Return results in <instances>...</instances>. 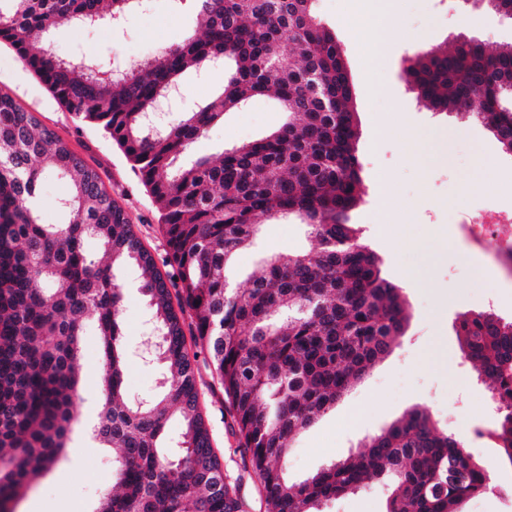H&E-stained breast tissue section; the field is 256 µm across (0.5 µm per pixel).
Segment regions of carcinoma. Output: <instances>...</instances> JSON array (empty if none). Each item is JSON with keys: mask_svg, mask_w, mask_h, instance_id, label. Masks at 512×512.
Returning <instances> with one entry per match:
<instances>
[{"mask_svg": "<svg viewBox=\"0 0 512 512\" xmlns=\"http://www.w3.org/2000/svg\"><path fill=\"white\" fill-rule=\"evenodd\" d=\"M201 32L137 63L116 79L94 57L57 58L48 38L63 23L94 28L122 18L138 0H0L6 42L76 118L99 127L132 163L158 209L168 246L162 274L124 209L62 140L0 93V512L61 458L80 397V340L94 316L102 354V397L92 437L112 449V487L94 512H240L224 486L186 348L208 355L213 379L260 480L267 512L321 506L373 477L392 481L387 512H460L490 487L478 454L431 415L414 409L366 438L363 451L296 482L287 474L295 437L332 408L405 335L402 288L362 242L351 214L363 200L355 89L336 36L315 0H195ZM224 62V88L153 131L145 115L188 70ZM407 78L435 111L471 112L512 153V44L496 50L465 40L452 50L418 49ZM271 94L286 121L274 132L200 157H182L234 108ZM50 169L68 180L42 221L40 182ZM298 218L314 246L263 260L250 286L226 266L250 246L259 224ZM94 238L107 265L94 261ZM135 263L165 363L162 400L129 402L114 267ZM463 358L497 404L493 435L512 465V321L491 311L461 316ZM182 422L177 454L158 439Z\"/></svg>", "mask_w": 512, "mask_h": 512, "instance_id": "obj_1", "label": "carcinoma"}]
</instances>
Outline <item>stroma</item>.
<instances>
[{"label":"stroma","instance_id":"1","mask_svg":"<svg viewBox=\"0 0 512 512\" xmlns=\"http://www.w3.org/2000/svg\"><path fill=\"white\" fill-rule=\"evenodd\" d=\"M144 5L117 26L93 30L64 24L51 36L59 57L90 54L122 70L179 43L198 29L191 0H143ZM402 22L425 48H451L474 39L489 46L512 44V21L482 11L470 23L472 8L462 0H398ZM318 18L339 40L356 89L359 118L357 155L365 190L353 212L363 240L381 257L384 275L403 289L409 321L399 346L378 361L369 376L296 438L288 458V476L303 480L326 464L346 457L359 443L415 407L429 410L440 427L457 431L476 449L491 472V488L461 507L462 512H512V466L501 465L490 438L474 439L472 429L494 428L496 410L476 372L459 349L456 325L467 312L490 310L512 320V276L492 260L469 249L464 221L492 207H512V153L474 115L436 112L410 89L403 62L412 46L397 45L388 60H371L367 41L379 29H355L341 0H316ZM386 72L384 91L370 96L365 83L372 72ZM224 82V71L210 68L187 74L180 87L179 111L209 100ZM0 93L32 112L41 127L53 131L95 169L113 199L127 212L143 246L163 260L167 245L152 199L130 163L98 128L78 121L28 70L6 43L0 44ZM283 120L274 97L253 98L225 113L187 153V160L223 151L268 135ZM388 183L391 212L378 223L380 185ZM305 228L294 219L265 221L255 245L239 252L229 270L236 287L247 285L260 255L309 249ZM115 274L125 288L122 329L129 357L125 376L131 400L161 394V362H147L141 342L149 331V309L139 290L137 268L125 263ZM81 397L72 412L79 425L65 457L22 492L14 512H93L109 484L112 451L99 447L87 430L102 395L100 343L94 321H86L81 341ZM200 410L213 448L224 469V483L242 504V512H266L258 477L239 443L224 393L204 361H197ZM356 426H346L350 411ZM388 479L370 480L362 489L328 503L324 512H387Z\"/></svg>","mask_w":512,"mask_h":512}]
</instances>
